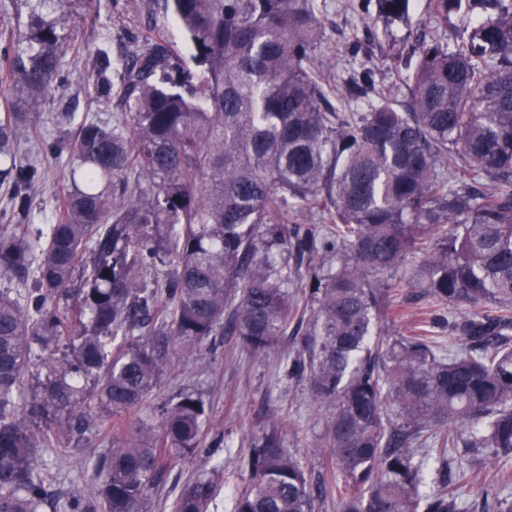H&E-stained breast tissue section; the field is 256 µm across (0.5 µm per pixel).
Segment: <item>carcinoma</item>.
Returning <instances> with one entry per match:
<instances>
[{"instance_id": "cac0c4a2", "label": "carcinoma", "mask_w": 512, "mask_h": 512, "mask_svg": "<svg viewBox=\"0 0 512 512\" xmlns=\"http://www.w3.org/2000/svg\"><path fill=\"white\" fill-rule=\"evenodd\" d=\"M349 7L371 22L354 54L406 28L396 87L324 65L317 0H147L190 55L149 33L118 68L97 51L87 79L116 97L112 124L86 118L52 145L76 161L54 223L0 225V276L36 273L19 298L0 289V512H144L204 448L209 408L184 390L156 429L126 418L205 342L265 354L294 318L301 348L277 370L327 409L328 466L306 472L281 446L296 421L270 413L224 512H512L478 479L512 474V0H429L416 24L409 0ZM72 40L35 12L3 70L46 96ZM36 121L0 117V181L21 217L44 173L18 160L14 130ZM405 287L448 317L393 339ZM108 418L95 490L57 500L39 457ZM223 482L224 462L208 463L172 512H212Z\"/></svg>"}]
</instances>
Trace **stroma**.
I'll return each mask as SVG.
<instances>
[{
    "label": "stroma",
    "mask_w": 512,
    "mask_h": 512,
    "mask_svg": "<svg viewBox=\"0 0 512 512\" xmlns=\"http://www.w3.org/2000/svg\"><path fill=\"white\" fill-rule=\"evenodd\" d=\"M321 20L324 27L323 59L347 71L364 65L363 57L351 56L343 46L353 30H364L367 20L351 15L341 8L343 0H324ZM144 0H0V48L26 32L32 13L41 14L77 37L78 55L68 56L51 94L32 98L0 79V113L35 112L36 124H27L17 131L21 162L33 163L45 171V180L31 192V221L49 224L59 196L67 192L69 171L74 164L69 154L54 155L50 143L67 133L61 122L63 113L76 118L91 117L103 122L112 120L111 100L96 98L94 88L86 80L87 64L102 47L113 56L132 51L139 44L147 20ZM300 339L293 332L278 338L274 352L255 354L243 347L235 337H225L218 348L202 346L193 364H173L160 383L148 395L137 417L149 424L159 421V406L184 389L202 393L209 405L208 427L211 433L224 436V445L215 456L224 462V489L234 491L242 484L238 467L246 438L256 430L264 411L271 410L294 418L296 428L284 429L282 446L297 456L304 468L319 469L322 457L312 452L320 431L323 408L316 405L302 381L275 372L277 355L294 351ZM111 431L85 435L76 452L47 457L46 462L56 475L54 494L62 499L94 490V464L108 448ZM202 458L186 457L165 475L160 488L151 490L145 504L146 512H171V503L183 484L195 477Z\"/></svg>",
    "instance_id": "obj_1"
}]
</instances>
